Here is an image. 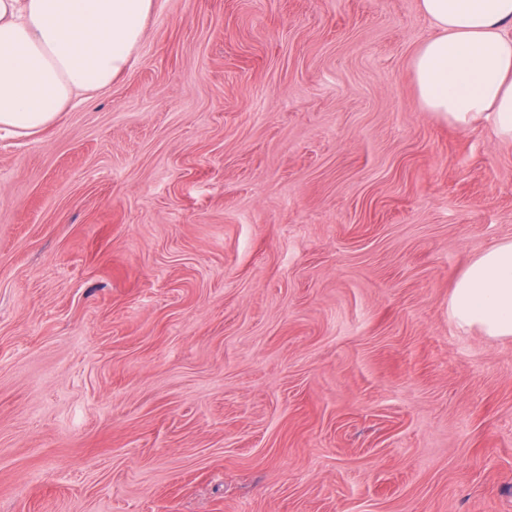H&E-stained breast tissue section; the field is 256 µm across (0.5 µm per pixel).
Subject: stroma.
Returning <instances> with one entry per match:
<instances>
[{
  "mask_svg": "<svg viewBox=\"0 0 512 512\" xmlns=\"http://www.w3.org/2000/svg\"><path fill=\"white\" fill-rule=\"evenodd\" d=\"M419 0H154L0 137V512H512V340L453 284L512 142L421 105Z\"/></svg>",
  "mask_w": 512,
  "mask_h": 512,
  "instance_id": "1",
  "label": "stroma"
}]
</instances>
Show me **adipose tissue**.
<instances>
[{
  "mask_svg": "<svg viewBox=\"0 0 512 512\" xmlns=\"http://www.w3.org/2000/svg\"><path fill=\"white\" fill-rule=\"evenodd\" d=\"M153 0H0V132L32 136L109 86L141 43ZM437 33L412 58L420 100L455 127L490 120L512 141V0H420ZM448 312L462 330L512 338V241L475 256Z\"/></svg>",
  "mask_w": 512,
  "mask_h": 512,
  "instance_id": "obj_1",
  "label": "adipose tissue"
}]
</instances>
